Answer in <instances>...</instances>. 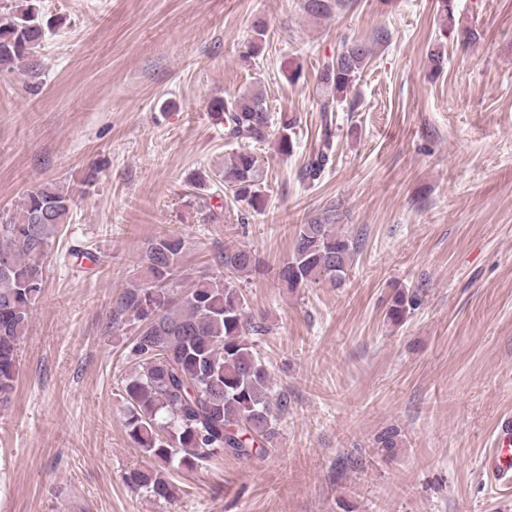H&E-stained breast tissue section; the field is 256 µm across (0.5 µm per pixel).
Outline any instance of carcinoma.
Returning <instances> with one entry per match:
<instances>
[{
    "instance_id": "cac0c4a2",
    "label": "carcinoma",
    "mask_w": 512,
    "mask_h": 512,
    "mask_svg": "<svg viewBox=\"0 0 512 512\" xmlns=\"http://www.w3.org/2000/svg\"><path fill=\"white\" fill-rule=\"evenodd\" d=\"M340 0H305L304 10L314 18L331 16ZM51 22L44 19L38 0H8L0 4V69L13 67L33 55ZM268 27L258 20L246 56L264 50ZM374 54V44L355 40L342 45L317 75L324 113L336 111L347 99ZM210 112L224 125V140L238 145L220 178L237 202L255 212L264 208L260 158L242 140H266L272 117L261 88L236 96L214 97ZM296 117L284 112L279 124L277 152L294 151ZM334 156L333 135L326 131L300 178L317 180ZM73 195L54 185H39L16 205L17 213L0 212V411L9 409L18 376V351L26 335L32 309L44 288L41 257L52 237L71 219ZM337 206L299 225L292 252L276 268L287 289L328 283L340 286L356 246L336 232ZM186 249L185 240L162 234L144 244L137 272L116 297L112 329L135 325L126 346L132 365L122 385L125 428L133 447L154 466L132 469L124 483L164 501L174 498L169 475L204 467L221 455L250 460L264 457L277 434L271 411L270 373L250 343L264 332L248 311L236 286L243 274L264 270L247 248L226 250L224 274L203 277L190 288L175 285ZM417 289H395L386 318L403 324L421 305ZM400 431L388 428L376 440V452L394 455Z\"/></svg>"
}]
</instances>
